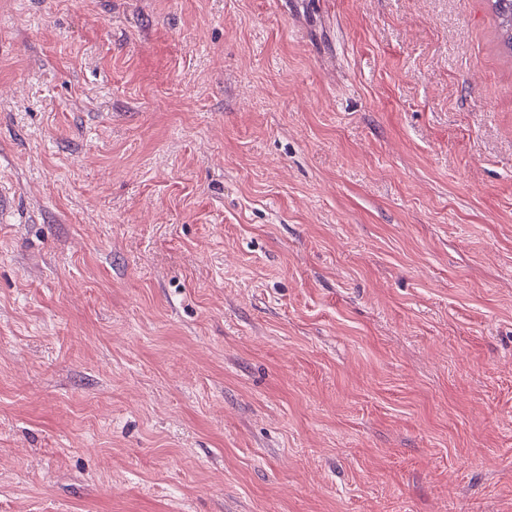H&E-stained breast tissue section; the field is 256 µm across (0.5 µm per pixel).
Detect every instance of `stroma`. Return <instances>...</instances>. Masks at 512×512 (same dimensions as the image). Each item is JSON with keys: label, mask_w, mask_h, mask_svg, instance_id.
Segmentation results:
<instances>
[{"label": "stroma", "mask_w": 512, "mask_h": 512, "mask_svg": "<svg viewBox=\"0 0 512 512\" xmlns=\"http://www.w3.org/2000/svg\"><path fill=\"white\" fill-rule=\"evenodd\" d=\"M0 512H512L491 0H0Z\"/></svg>", "instance_id": "stroma-1"}]
</instances>
